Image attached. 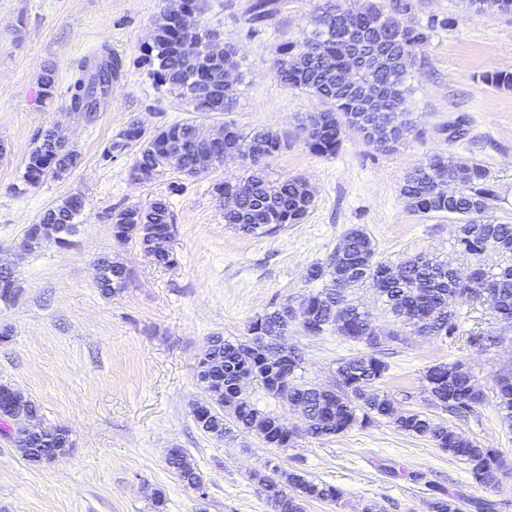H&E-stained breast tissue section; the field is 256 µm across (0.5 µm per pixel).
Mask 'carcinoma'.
<instances>
[{
    "mask_svg": "<svg viewBox=\"0 0 512 512\" xmlns=\"http://www.w3.org/2000/svg\"><path fill=\"white\" fill-rule=\"evenodd\" d=\"M276 0H252L248 22L256 33L275 13ZM477 12L497 11L512 14V0H468ZM181 6L185 16L170 25L167 16L160 15L155 24L154 39L146 49L144 59L154 66L153 75L159 83L187 100L196 112L222 110L230 112L237 101L234 85L209 87L208 75L213 68L210 61L194 62L175 52V45L200 33H209L200 20L197 0H172L170 7ZM411 0H395L392 12H383L372 0L364 10L350 13L339 8L333 0H324L316 6L313 22L317 26L315 37L288 43L276 60L280 81L289 88L301 90L321 98L327 108L309 115L315 133L306 139L309 147L318 152L332 154L340 145L342 127L356 118L387 127V144L369 141L378 152H392L397 144L411 132L405 107V82L407 68L392 65L390 61L410 54L411 48L429 41L430 32L437 27L453 25L451 18L434 19L427 26H408L401 16L411 13ZM358 29L365 38L374 40L381 48L386 62L374 69L353 68V84L339 82V71L346 65L342 58V41L345 34L343 22ZM104 64L100 67L78 65V75L70 86L67 109L83 112L92 117L102 103L112 96V85L124 73L125 61L102 49ZM377 85L382 94V112H362L358 91L367 85ZM141 129L131 125L112 142L110 150L122 152L129 146L140 145L129 175L139 181H150L168 167L185 169L203 163L210 152L224 151L209 145L198 134L193 121L175 122L156 131L152 140L141 143ZM179 150L173 151V144ZM240 151V159L254 169L252 175L236 182L226 181L215 185L219 199L224 194L235 195V203L224 208V223L239 231L254 235H271L289 224H299L314 205L306 182L299 178H285L271 183L262 175V165L282 150L281 137L265 129L243 132L232 126V138ZM73 150L58 151L45 138L31 152L24 174L25 181L38 184L45 178L59 177L76 162ZM401 194L416 210L439 215H459L463 223L457 225V242L474 254L492 250L512 257V224H498L479 220L490 202L496 198L494 185L485 169L462 159L435 157L426 165L410 172L401 188ZM82 209L74 208L70 201L47 209L40 217L42 224H60L68 230L75 228ZM114 237L125 242L136 236L142 248H148L149 239L143 226L152 225L163 233L171 227L169 202L164 197L153 199L146 207H127L112 214ZM398 274L390 272V265L377 259L369 237L360 229H353L346 236L330 259L328 266L310 268L312 281L328 279L336 285V296L320 291L310 294L301 302L305 320L303 329L318 335L333 327L336 332L351 340L362 342L369 351L361 356L342 359L336 369L338 389L321 388L296 381L302 356L288 352L280 360L277 382L263 377L260 384L275 399L297 404L302 418L309 424L311 435L316 438L344 433L356 426H364L379 418H387L395 427L409 435L430 440L434 445L464 461L469 466L472 479L485 488L499 483L500 472L505 467L502 451L484 448L443 422L418 410H403L394 401L380 394L376 386L387 370L386 362L378 356L381 344L370 340L375 327L367 312L349 299V292L370 281L381 298L399 321L423 336L451 338L458 331V308L476 302V294L489 280L493 287L485 289L486 301L501 321L512 319V264L497 271L478 267L469 280L454 278L452 268L434 257L416 255L397 265ZM101 293L112 295L127 283V270L121 263L104 257L99 271ZM256 336H264L252 349L242 342L229 340L214 353L209 373L224 378V384L209 387L213 403L230 415V424L223 427L222 438L235 433L250 431L264 420L266 426L261 437L266 445L282 451L288 450L292 438L278 432L271 414L262 411L247 394L232 396L227 390L246 370L263 371L271 342L280 335V312H267L251 322ZM426 390L430 405L452 417H462L482 404L486 395L475 383L473 376L460 362L437 364L426 374ZM496 406L504 417L512 418V375L496 377L494 384ZM36 449L34 462L54 460L72 447L69 432L63 427L52 426L31 440ZM179 480L187 487L195 485L199 472L187 457L170 463ZM268 501L276 504L279 512H306L311 501L338 503L343 495L335 485L309 477L295 469L275 481L269 476L255 474ZM415 482H425L431 491L429 512H458L456 496L425 480V474H411Z\"/></svg>",
    "mask_w": 512,
    "mask_h": 512,
    "instance_id": "1",
    "label": "carcinoma"
}]
</instances>
